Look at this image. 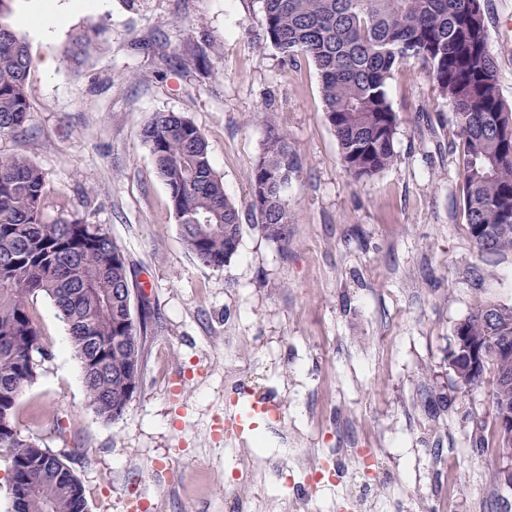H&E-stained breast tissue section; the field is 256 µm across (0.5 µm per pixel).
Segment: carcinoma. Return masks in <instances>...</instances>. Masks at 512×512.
<instances>
[{"label":"carcinoma","instance_id":"cac0c4a2","mask_svg":"<svg viewBox=\"0 0 512 512\" xmlns=\"http://www.w3.org/2000/svg\"><path fill=\"white\" fill-rule=\"evenodd\" d=\"M14 0H0V137L21 136L30 115L27 79L34 59L8 22ZM265 38L283 57L302 56L321 78L324 119L355 181L394 161L400 117L388 80L410 60L425 69L455 107L460 140L459 191L469 235L486 255L512 252V107L498 87L481 0H263ZM95 30L75 35L66 54L87 53ZM187 250L219 270L238 253L240 208L213 168L205 134L189 118L156 112L144 125ZM300 161L273 123L252 169L254 227L288 250L295 213L288 183ZM47 175L23 155L0 156V456L10 463L13 512H85V487L67 460L24 437L16 417L52 357L34 316L48 297L67 327L94 413L123 416L141 390L146 328L132 314L124 252L100 224L49 220ZM454 335L477 345L456 363L455 389L487 390L495 420L512 413V357L495 351L512 336V306L478 304Z\"/></svg>","mask_w":512,"mask_h":512}]
</instances>
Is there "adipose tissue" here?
<instances>
[{
	"label": "adipose tissue",
	"instance_id": "ef3b65f1",
	"mask_svg": "<svg viewBox=\"0 0 512 512\" xmlns=\"http://www.w3.org/2000/svg\"><path fill=\"white\" fill-rule=\"evenodd\" d=\"M108 7L109 0H25L18 21L38 38L48 40L73 15L100 14Z\"/></svg>",
	"mask_w": 512,
	"mask_h": 512
}]
</instances>
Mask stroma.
I'll return each mask as SVG.
<instances>
[{
  "label": "stroma",
  "instance_id": "1",
  "mask_svg": "<svg viewBox=\"0 0 512 512\" xmlns=\"http://www.w3.org/2000/svg\"><path fill=\"white\" fill-rule=\"evenodd\" d=\"M48 41L26 38L35 60L22 153L48 174L65 208L104 225L144 296L143 385L118 420L88 405L66 327L47 297L34 307L52 357L18 421L54 453H68L88 512H228L224 484L241 483L279 508L292 481L253 484L254 461L291 471L298 456L334 454L339 475L320 484L318 512L372 494L376 512H512L494 483L497 435L486 390L454 388L453 328L479 303L512 305V253L486 262L459 198L456 112L417 63L387 90L402 122L395 160L357 183L345 173L323 115L317 70L286 60L264 36L262 0H110ZM500 93L512 105V0H483ZM103 42L81 64L63 60L73 33ZM55 61L53 74L41 62ZM178 112L206 135L214 169L242 207L237 255L221 270L184 246L168 190L141 131L152 113ZM302 159L288 186L296 212L279 249L245 207L266 121ZM269 399L262 444L226 440L218 422L240 387ZM377 450L381 483L361 487L362 450Z\"/></svg>",
  "mask_w": 512,
  "mask_h": 512
}]
</instances>
